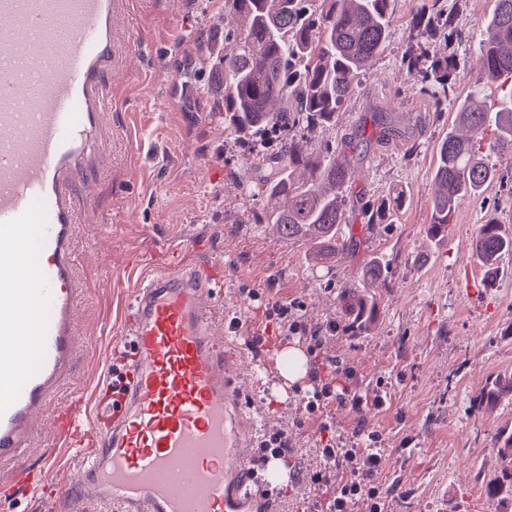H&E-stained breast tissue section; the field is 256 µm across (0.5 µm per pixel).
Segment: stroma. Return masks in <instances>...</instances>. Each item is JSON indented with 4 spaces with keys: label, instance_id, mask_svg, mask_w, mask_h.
<instances>
[{
    "label": "stroma",
    "instance_id": "obj_1",
    "mask_svg": "<svg viewBox=\"0 0 512 512\" xmlns=\"http://www.w3.org/2000/svg\"><path fill=\"white\" fill-rule=\"evenodd\" d=\"M422 3L391 0L390 36L361 92L336 123L309 137L314 151L346 154L354 170L343 235L357 249L339 253L330 270L309 261L306 243L283 240L267 224L257 194L266 168L218 110V63L236 45L224 0H134L130 20L147 45L127 61L109 163L88 177L87 223L75 241L86 282L77 348L34 432L35 453L55 448L56 414L77 399L95 405L104 393L141 279L177 251L223 263V311L242 321L226 338L241 349L233 378L243 388L244 411L256 426L288 438L293 469L278 479L286 512H310L319 496L310 477L320 468L323 421L349 446L360 441L358 424L379 431L390 512H512L511 503L486 488L497 471L498 437L512 430V392L474 406L492 382L512 381V257L490 283L472 250L479 224L494 220L512 230V154L487 153L498 179L464 201L452 224L430 233L436 144L451 126L452 106L474 89L479 23L494 0H439L454 30L448 41L415 31ZM412 46L454 55L458 63L442 115L431 112L424 83L401 66ZM181 87L189 91L184 111H166V94ZM399 189L402 207L384 223H366V205ZM372 253L385 254L390 270L377 291L375 322L356 332L360 271ZM293 300L303 304L308 328L325 332L311 369L339 361L360 389L383 387L384 408L358 416L331 405L322 418L308 415L310 378L283 382L276 360L278 349L307 342L300 334L281 336L264 315ZM56 450L46 486L27 497H0V512H63L75 462L69 449Z\"/></svg>",
    "mask_w": 512,
    "mask_h": 512
}]
</instances>
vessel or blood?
Segmentation results:
<instances>
[{
	"instance_id": "vessel-or-blood-1",
	"label": "vessel or blood",
	"mask_w": 512,
	"mask_h": 512,
	"mask_svg": "<svg viewBox=\"0 0 512 512\" xmlns=\"http://www.w3.org/2000/svg\"><path fill=\"white\" fill-rule=\"evenodd\" d=\"M132 0H0V464L11 477L0 494L31 489L25 463L32 425L70 366L74 316L84 294L73 246L81 209L79 176L102 159L112 75L140 38L127 26ZM63 17L71 29L46 59L41 26ZM38 256L21 270L11 242ZM211 264L170 262L144 276L125 322L128 365L112 376L114 402L55 419L58 440L84 447L70 512L110 504L117 512H277L276 481L252 455L242 393L230 367L235 346L213 340L220 276ZM37 339L35 362L17 345Z\"/></svg>"
}]
</instances>
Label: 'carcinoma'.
<instances>
[{
  "instance_id": "carcinoma-1",
  "label": "carcinoma",
  "mask_w": 512,
  "mask_h": 512,
  "mask_svg": "<svg viewBox=\"0 0 512 512\" xmlns=\"http://www.w3.org/2000/svg\"><path fill=\"white\" fill-rule=\"evenodd\" d=\"M391 0H225L239 26L237 50L224 54V122L251 135L254 159L272 164L261 187L267 223L280 237L310 244L312 257L329 264L350 243L340 241L345 193L353 171L336 155L320 156L305 144L303 131L336 122L347 101L361 89V77L381 54L388 38ZM452 22L442 13L416 17L414 27L430 38L446 35ZM474 91L455 112V129L438 142L431 190V229L451 223L459 205L495 179V171L474 140L494 126L490 152L512 153V0H495L480 24ZM402 64L434 86L430 109L445 110L454 73L449 58L422 56L411 49ZM399 191L365 211L378 224L403 199ZM473 251L494 280L504 255L512 254V232L490 220L476 229ZM388 264L370 258L362 280L383 283ZM375 295L358 301L352 329L375 321ZM493 495L512 501V478H494Z\"/></svg>"
}]
</instances>
